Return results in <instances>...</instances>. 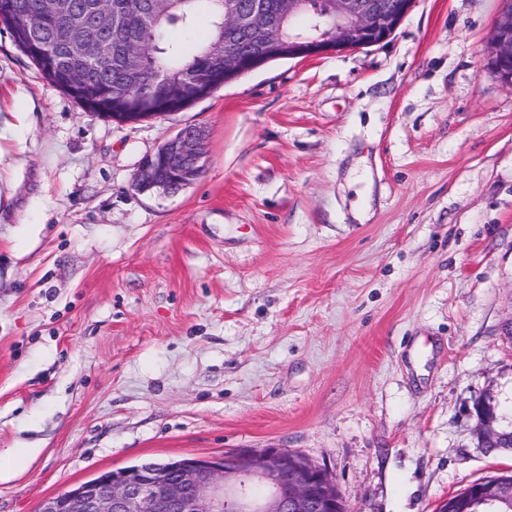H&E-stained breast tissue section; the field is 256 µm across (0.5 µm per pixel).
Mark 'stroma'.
I'll return each mask as SVG.
<instances>
[{
  "label": "stroma",
  "mask_w": 512,
  "mask_h": 512,
  "mask_svg": "<svg viewBox=\"0 0 512 512\" xmlns=\"http://www.w3.org/2000/svg\"><path fill=\"white\" fill-rule=\"evenodd\" d=\"M505 0H416L375 46L269 63L135 124L83 111L0 24V512L143 460L288 448L352 512L512 473ZM207 132L204 173L142 160ZM497 20L486 50L487 65L502 83L512 89V3ZM206 140L207 134L202 127H183L155 153L142 160L133 187L140 192L158 188L165 194H175L186 188V181L194 169L203 172ZM200 173H195L189 183L198 179Z\"/></svg>",
  "instance_id": "obj_1"
}]
</instances>
